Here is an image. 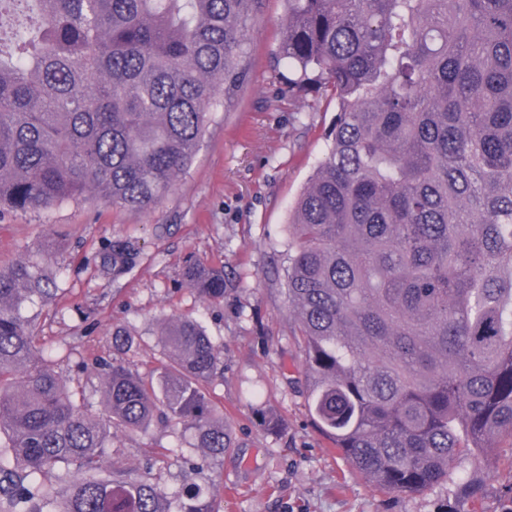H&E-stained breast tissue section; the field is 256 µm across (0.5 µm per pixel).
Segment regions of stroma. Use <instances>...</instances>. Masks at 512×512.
Listing matches in <instances>:
<instances>
[{
  "label": "stroma",
  "instance_id": "1",
  "mask_svg": "<svg viewBox=\"0 0 512 512\" xmlns=\"http://www.w3.org/2000/svg\"><path fill=\"white\" fill-rule=\"evenodd\" d=\"M287 0H259L247 38L250 78L229 106L211 113L192 164L160 203L128 210L68 201L48 211L0 215V267L32 258L55 272L54 295L24 303L38 345L74 382L77 401L99 411L96 362L116 359L150 377L163 353L160 334L178 315L195 318L220 346L224 375L208 386L224 411L233 450L206 457L193 430L152 423L116 430L102 474L117 461L169 496L210 488L224 512H512L508 439L456 461L451 480L405 495L376 489L334 448L308 408L305 363L288 310V216L326 153L336 106L317 88L289 89L277 60ZM139 250L115 276L101 248ZM224 270L220 299L201 297L184 279L187 264ZM134 344L112 348V329ZM279 427L267 429L262 416Z\"/></svg>",
  "mask_w": 512,
  "mask_h": 512
}]
</instances>
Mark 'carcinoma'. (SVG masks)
Here are the masks:
<instances>
[{
  "label": "carcinoma",
  "mask_w": 512,
  "mask_h": 512,
  "mask_svg": "<svg viewBox=\"0 0 512 512\" xmlns=\"http://www.w3.org/2000/svg\"><path fill=\"white\" fill-rule=\"evenodd\" d=\"M258 0H0L29 39L0 36V211L161 202L209 114L249 79ZM336 102L325 158L289 221L288 308L310 410L376 487L416 494L512 438V0H288L279 46ZM128 242L103 248L116 275ZM188 284L224 297V269ZM39 262L0 268V503L11 512H222L186 489L92 475L112 427L194 430L233 448L206 385L224 366L200 324L162 331L147 380L98 363L101 412L39 356L20 306L52 296ZM62 468L63 493L37 474Z\"/></svg>",
  "instance_id": "carcinoma-1"
}]
</instances>
